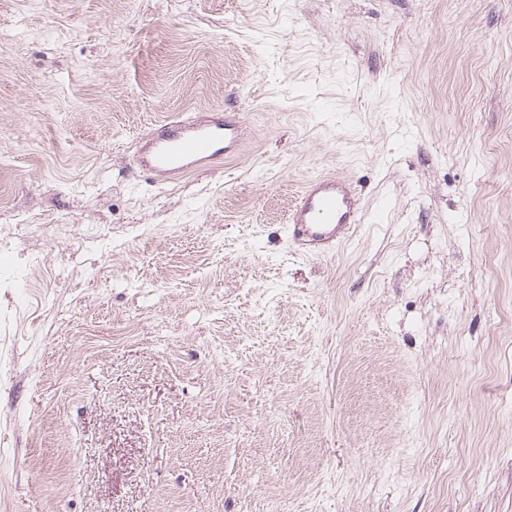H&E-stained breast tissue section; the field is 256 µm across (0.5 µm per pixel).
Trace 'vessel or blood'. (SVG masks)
<instances>
[{"label":"vessel or blood","mask_w":512,"mask_h":512,"mask_svg":"<svg viewBox=\"0 0 512 512\" xmlns=\"http://www.w3.org/2000/svg\"><path fill=\"white\" fill-rule=\"evenodd\" d=\"M247 135L236 116L192 113L154 127L141 139L135 162L144 175L172 180L233 158ZM361 221L359 198L349 180L314 177L305 182L288 210V241L300 254L326 255L348 239L353 225Z\"/></svg>","instance_id":"b4317fda"}]
</instances>
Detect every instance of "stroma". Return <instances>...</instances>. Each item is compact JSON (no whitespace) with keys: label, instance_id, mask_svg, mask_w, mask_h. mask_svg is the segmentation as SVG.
I'll return each instance as SVG.
<instances>
[{"label":"stroma","instance_id":"35a3bbf8","mask_svg":"<svg viewBox=\"0 0 512 512\" xmlns=\"http://www.w3.org/2000/svg\"><path fill=\"white\" fill-rule=\"evenodd\" d=\"M0 512H512V0H0ZM247 135L236 114L192 113L154 127L148 137L140 140L135 162L146 176L172 180L233 158L244 146ZM361 221L359 198L349 180L314 177L305 182L288 210V241L299 254L326 255Z\"/></svg>","mask_w":512,"mask_h":512}]
</instances>
